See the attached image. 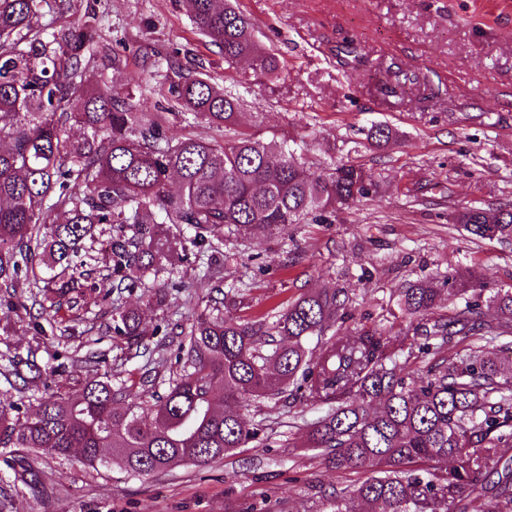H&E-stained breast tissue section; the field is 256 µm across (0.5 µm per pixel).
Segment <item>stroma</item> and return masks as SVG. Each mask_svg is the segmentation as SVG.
<instances>
[{
    "label": "stroma",
    "mask_w": 512,
    "mask_h": 512,
    "mask_svg": "<svg viewBox=\"0 0 512 512\" xmlns=\"http://www.w3.org/2000/svg\"><path fill=\"white\" fill-rule=\"evenodd\" d=\"M257 40L280 59L270 77L243 61L227 65L199 35L180 0H101L100 31L125 48L121 69L105 74L114 96L144 99L174 133L213 137L207 125L175 114L163 98V65L178 52L243 102L242 125L268 141L303 143L311 176L350 157L373 173L377 193L332 224H293L287 234L224 241L222 295L243 294L232 315L248 321L298 297L347 289L345 322L307 344L365 329L390 335L409 320L401 288L448 272L478 270L491 285L512 284V244L474 240L448 219L455 208L512 202V0H238ZM397 128L398 141L363 148L372 125ZM138 309L149 352H129L106 332L110 301L97 300L75 335L34 345L37 309L0 304V354L49 368L90 346L114 388L139 390L153 373L155 328L192 321L194 289L173 290L166 272L119 300ZM261 423L258 438L206 466H178L147 477L118 464L92 470L79 455L38 457L41 482L29 488L0 463V512H316L317 487L337 478L305 449L294 421L324 415L320 405L244 400Z\"/></svg>",
    "instance_id": "stroma-1"
}]
</instances>
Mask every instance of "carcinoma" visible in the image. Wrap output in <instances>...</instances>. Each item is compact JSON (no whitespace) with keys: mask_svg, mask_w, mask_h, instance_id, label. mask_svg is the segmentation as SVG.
Listing matches in <instances>:
<instances>
[{"mask_svg":"<svg viewBox=\"0 0 512 512\" xmlns=\"http://www.w3.org/2000/svg\"><path fill=\"white\" fill-rule=\"evenodd\" d=\"M183 5L224 62L250 59L269 76L281 70L231 0ZM72 7V0H0V292L8 303L23 307L25 298L43 315L65 307L76 318L101 281L108 296L130 293L173 256L190 265L204 249L221 253L226 233L247 239L286 233L290 224H332L376 193L358 163L313 178L292 139L263 141L241 129V100L202 73L167 80L165 94L222 139L166 134L161 113L131 96L114 98L95 80L122 64L102 42L98 0L58 23ZM72 124L86 134L70 139ZM396 136L375 124L370 146ZM173 174L181 181L175 194ZM452 221L474 238L512 244L511 206L465 207ZM223 282L214 261L193 287ZM444 294L463 306L430 318ZM349 303L343 289L325 290L247 322L208 304L179 332L180 373L163 395L114 389L93 352L80 359L83 372L68 392H51L37 363L9 356L8 374L44 391L23 418L17 403L0 399V446L50 456L77 450L90 468L113 461L142 477L175 464L204 466L258 436L239 412L243 400L277 403L298 392L327 406L325 415L293 425L305 429L306 447L331 472H369L334 490L325 512H468L475 499L486 512H512V459L499 452L512 447V367L487 347L512 346V285L491 288L472 271L400 290V310L417 321L409 354L426 357L432 339L441 347L475 342L418 380L397 364L403 343L372 330L329 340L307 358L305 343L344 319ZM111 317L106 331L127 349L148 348L137 311L117 305ZM216 385L224 390L220 408L211 399Z\"/></svg>","mask_w":512,"mask_h":512,"instance_id":"1","label":"carcinoma"}]
</instances>
